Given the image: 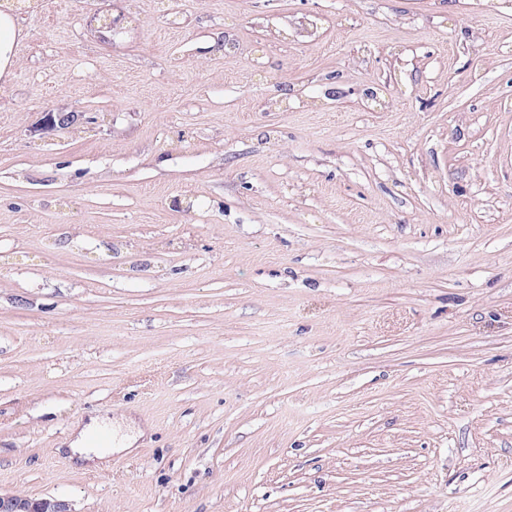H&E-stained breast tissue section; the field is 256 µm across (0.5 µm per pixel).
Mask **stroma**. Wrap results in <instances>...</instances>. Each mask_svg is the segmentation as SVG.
<instances>
[{"instance_id": "stroma-1", "label": "stroma", "mask_w": 512, "mask_h": 512, "mask_svg": "<svg viewBox=\"0 0 512 512\" xmlns=\"http://www.w3.org/2000/svg\"><path fill=\"white\" fill-rule=\"evenodd\" d=\"M92 6L0 49V494L512 512V0ZM98 4V7L96 8V13L90 20V22H94L96 18H98L99 13H103L104 20L103 23L100 25V27L97 28H91L90 34L99 39V41L107 42L111 41V38L106 34L110 33L112 35V29L120 23V17L121 15H118L116 17L112 16V1H105V0H99L96 1ZM57 112L52 113L53 122L60 129H67V127L75 122H90L89 124H96V119L90 118L85 112L77 110L68 103L60 102L56 106ZM92 448L84 447H72L71 459L77 455V459H72L76 463L89 462L86 467L92 466L96 468L103 467L108 464V460L112 455V437L107 430H100L91 436V442L89 443ZM102 448V449H94Z\"/></svg>"}]
</instances>
